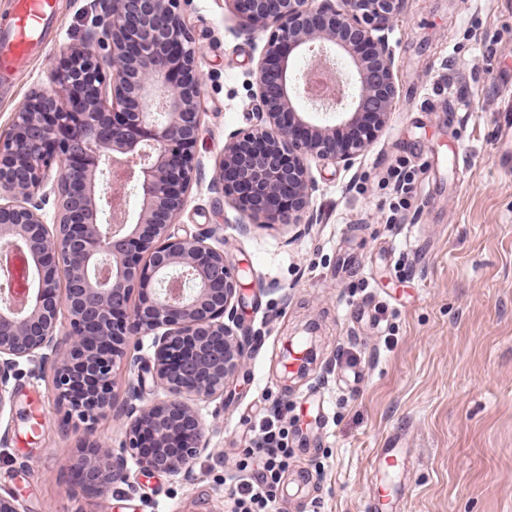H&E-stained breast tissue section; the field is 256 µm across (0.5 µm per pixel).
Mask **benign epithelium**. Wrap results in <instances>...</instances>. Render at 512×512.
Listing matches in <instances>:
<instances>
[{"mask_svg": "<svg viewBox=\"0 0 512 512\" xmlns=\"http://www.w3.org/2000/svg\"><path fill=\"white\" fill-rule=\"evenodd\" d=\"M245 29L268 32L252 85L257 124L230 137L217 182L252 224H293L308 204V158L350 166L385 127L397 96L382 32L406 0H228ZM99 29L53 69L0 133V252L24 255L25 301L0 299V415L23 360L54 357L53 387L67 417L124 420L128 456L85 438L66 464L87 496L143 472H176L209 449L187 398H221L251 336H240L238 277L212 233L174 231L195 169L202 78L180 0H100ZM365 48L356 54L351 43ZM358 92L304 100L295 58ZM320 112L336 124L316 122ZM122 181L137 205L104 227ZM50 187L48 224L33 195ZM66 308L69 325L59 323ZM152 337L151 374L167 399L147 400L142 378L117 399L114 369L130 343Z\"/></svg>", "mask_w": 512, "mask_h": 512, "instance_id": "1", "label": "benign epithelium"}]
</instances>
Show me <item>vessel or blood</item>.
<instances>
[{"instance_id":"1","label":"vessel or blood","mask_w":512,"mask_h":512,"mask_svg":"<svg viewBox=\"0 0 512 512\" xmlns=\"http://www.w3.org/2000/svg\"><path fill=\"white\" fill-rule=\"evenodd\" d=\"M53 0H16L13 22L0 32V77L22 72L30 62L31 41H47L54 24ZM408 451L400 443L377 449L372 460L375 471L395 475Z\"/></svg>"}]
</instances>
